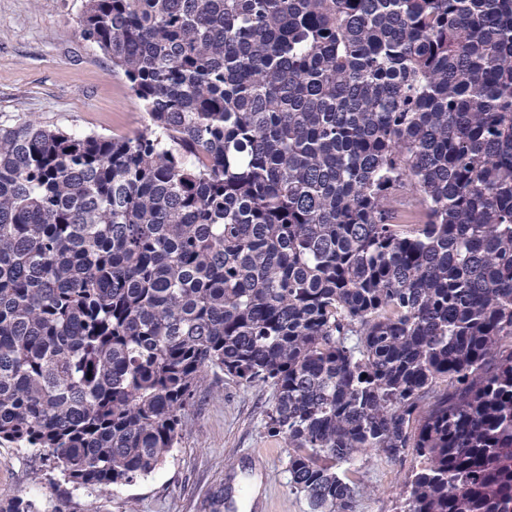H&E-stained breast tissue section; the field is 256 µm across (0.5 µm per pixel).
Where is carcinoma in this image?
I'll list each match as a JSON object with an SVG mask.
<instances>
[{
	"instance_id": "obj_1",
	"label": "carcinoma",
	"mask_w": 512,
	"mask_h": 512,
	"mask_svg": "<svg viewBox=\"0 0 512 512\" xmlns=\"http://www.w3.org/2000/svg\"><path fill=\"white\" fill-rule=\"evenodd\" d=\"M132 137L0 126V447L101 494L211 370L311 512H512V0H85ZM0 512H39L16 496ZM419 465L420 459L411 448L396 460L372 453L345 465L358 491L355 512H400V493Z\"/></svg>"
}]
</instances>
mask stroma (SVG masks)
Instances as JSON below:
<instances>
[{
    "label": "stroma",
    "mask_w": 512,
    "mask_h": 512,
    "mask_svg": "<svg viewBox=\"0 0 512 512\" xmlns=\"http://www.w3.org/2000/svg\"><path fill=\"white\" fill-rule=\"evenodd\" d=\"M83 0H0V125L35 119L70 133L131 136L148 117L112 61L82 39ZM272 388L215 370L182 417L175 448L144 480L97 495L62 481L52 462L0 447V500L21 496L41 512H210L211 496L237 489L236 512H310L288 475V442L267 430ZM420 460L372 453L349 469L355 512H399Z\"/></svg>",
    "instance_id": "1"
}]
</instances>
